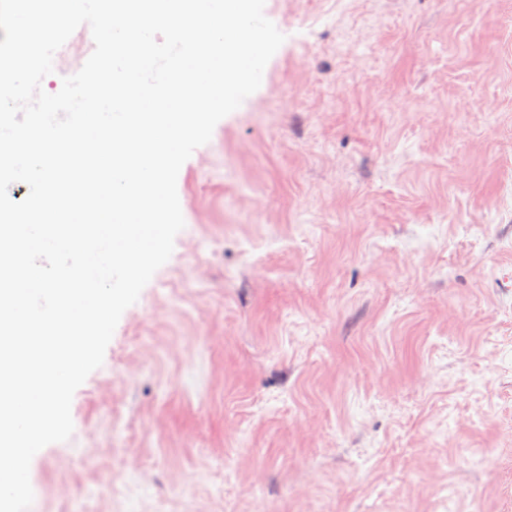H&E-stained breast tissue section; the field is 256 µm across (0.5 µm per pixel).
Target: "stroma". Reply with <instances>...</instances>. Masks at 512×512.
I'll return each mask as SVG.
<instances>
[{
	"instance_id": "1",
	"label": "stroma",
	"mask_w": 512,
	"mask_h": 512,
	"mask_svg": "<svg viewBox=\"0 0 512 512\" xmlns=\"http://www.w3.org/2000/svg\"><path fill=\"white\" fill-rule=\"evenodd\" d=\"M264 14L29 512H512V0Z\"/></svg>"
}]
</instances>
